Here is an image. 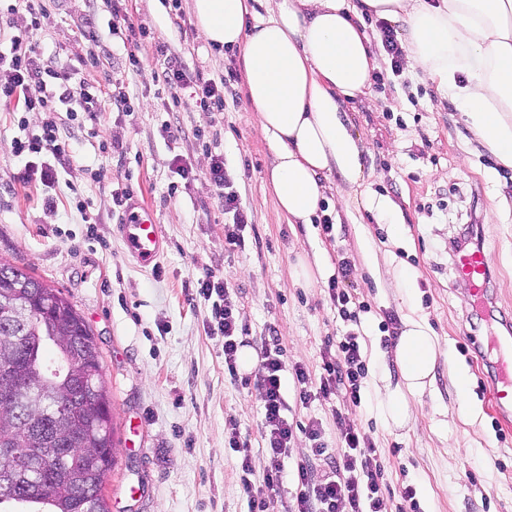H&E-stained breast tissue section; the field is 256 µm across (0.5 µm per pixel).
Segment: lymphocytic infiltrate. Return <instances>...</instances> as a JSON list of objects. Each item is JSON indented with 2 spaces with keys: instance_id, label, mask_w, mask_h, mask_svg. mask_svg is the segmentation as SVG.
Listing matches in <instances>:
<instances>
[{
  "instance_id": "lymphocytic-infiltrate-1",
  "label": "lymphocytic infiltrate",
  "mask_w": 512,
  "mask_h": 512,
  "mask_svg": "<svg viewBox=\"0 0 512 512\" xmlns=\"http://www.w3.org/2000/svg\"><path fill=\"white\" fill-rule=\"evenodd\" d=\"M109 7V29L127 50L128 68L141 71L137 52L147 28L127 13L122 0H110ZM21 9L28 12L29 24L10 36L8 48L0 49V105L13 107L17 112L45 113L40 133L14 137L11 150L15 156L26 160L21 181H30L35 176L50 189L58 181L59 169L69 165L71 160V146L61 137L54 113L92 115L101 111L106 103L121 110L129 102L130 94L124 82L113 83L111 89L104 90L80 77L77 68L48 66L33 43L42 27L45 7L39 0H12L6 7L10 14ZM156 51L160 68L153 71L151 77L168 88L172 102H179L180 92L190 89L202 106L223 107V81L189 69L178 55L170 53L167 44H158ZM208 178L217 188L224 213L231 221L226 243L233 249L244 247L242 231L248 218L239 193L232 188L223 155L212 156ZM352 276L351 263L340 260L326 288L330 304L346 322L357 321L359 317L348 290ZM191 298L210 305L209 330L224 339V373L230 381H238V352L247 344V328L239 321L223 277L204 273L197 279ZM259 358L257 389L263 409L261 437L267 448L263 466L255 467L250 442L240 431H232L227 438L228 447L239 455L240 482L248 495L249 512H270L273 492L287 481L296 487L288 512H385L383 470L376 462L379 449L356 418L368 375L357 335L343 336L337 341L335 351L323 354L320 374L315 380L303 365L286 364L276 336L262 339ZM288 377L294 380L301 404L343 400V408L333 411L339 432L336 447H328L324 442L320 420L309 419L299 428L289 421L284 397V380ZM300 432L310 441L311 454L295 461L294 465H287L292 443Z\"/></svg>"
}]
</instances>
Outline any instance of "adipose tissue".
Masks as SVG:
<instances>
[{"instance_id":"obj_1","label":"adipose tissue","mask_w":512,"mask_h":512,"mask_svg":"<svg viewBox=\"0 0 512 512\" xmlns=\"http://www.w3.org/2000/svg\"><path fill=\"white\" fill-rule=\"evenodd\" d=\"M203 38L240 49L248 100L274 155L267 182L289 223L308 224L338 173L363 182L364 145L342 109L377 64L365 17L403 21L405 68L460 103L473 134L512 167V0H192ZM442 353L421 318L407 316L393 348L396 382L377 389L384 422L404 428L412 399L434 381Z\"/></svg>"}]
</instances>
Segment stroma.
I'll return each instance as SVG.
<instances>
[{
  "mask_svg": "<svg viewBox=\"0 0 512 512\" xmlns=\"http://www.w3.org/2000/svg\"><path fill=\"white\" fill-rule=\"evenodd\" d=\"M124 5L149 30L139 51L143 71H126L127 51L112 36L110 9L102 2V65L90 79L129 82L131 102L125 111L99 113L82 126L58 114L70 132L73 158L59 173L53 207L45 206L39 179L18 180L25 162L10 148L18 119L37 134L42 114L0 110V258L60 289L97 340L116 440L117 466L104 489L109 512H248L239 459L225 448L224 436L235 429L249 436L252 459L262 465L257 375L241 372L234 383L224 375V340L210 335L208 307L190 304L185 288L207 271L223 276L250 340L276 331L286 361L310 372L318 371L337 336L358 332L368 377L357 415L381 450L386 503L398 502L411 484L420 512H512V420L498 415L490 365L470 342L486 336L487 319L453 265L466 225H481L492 263L494 315L512 321V209L497 207L500 200L512 202V168L497 161L454 98L424 80L421 70L390 75L379 31L369 21L365 32L387 78L346 99L343 109L366 146L360 192L392 201L402 230L394 232L357 204L356 191L336 175L326 192L332 232L316 223H288L266 184L274 155L246 97L239 49L213 47L196 29L181 40L171 15L192 17V0ZM83 8L82 0H60L35 37L43 58L56 67L77 65L84 54L85 41L72 21ZM158 40L209 76L234 71L223 111L201 107L186 91L180 107L163 111L169 93L151 79ZM167 125L184 130V138L169 139ZM115 140L128 148L120 162L102 148ZM214 153L223 154L251 218L241 250L225 245L224 205L207 177ZM178 154L191 162L194 180L180 182L172 166ZM101 167L107 176L94 181ZM117 182L154 212L166 242L158 269L141 268L128 253L112 203ZM80 199L88 201L87 212L77 210ZM342 259L350 261L352 292L366 306L356 325L338 317L325 293ZM390 266L414 274L412 295L385 277ZM412 309L444 353L432 388L413 402L409 425L392 429L380 419L374 394L380 373L397 372L381 327L388 316L400 320ZM461 368L469 378L464 394L457 384ZM284 395L289 418L321 419L326 443L335 446L330 406H302L290 379ZM466 402L478 416H461Z\"/></svg>",
  "mask_w": 512,
  "mask_h": 512,
  "instance_id": "1",
  "label": "stroma"
}]
</instances>
